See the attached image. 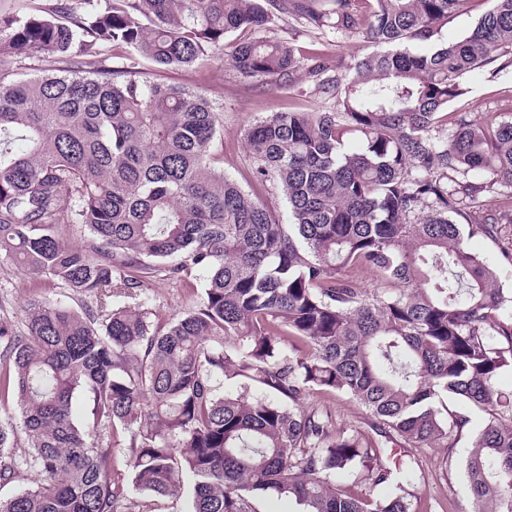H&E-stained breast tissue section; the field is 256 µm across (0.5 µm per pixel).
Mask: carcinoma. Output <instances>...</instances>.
<instances>
[{
  "instance_id": "cac0c4a2",
  "label": "carcinoma",
  "mask_w": 512,
  "mask_h": 512,
  "mask_svg": "<svg viewBox=\"0 0 512 512\" xmlns=\"http://www.w3.org/2000/svg\"><path fill=\"white\" fill-rule=\"evenodd\" d=\"M468 2L42 0L0 15V58L40 62L27 79L0 73V263L91 299L78 311L32 299L22 333L0 319V403L20 411L0 422V488L39 475L0 512H155L185 493L191 512H259L274 493L298 512H432L421 467L387 444L441 448L448 469L474 417L471 512H512V391L498 385L512 371V289L466 246L512 224V209L486 204L512 184V119L448 111L467 73L512 66V0H492L458 40L411 49ZM284 17L374 47L347 64L314 44L233 43L243 77L291 88L300 73L332 101L243 133L286 224L211 164L210 101L134 72L198 65ZM116 49L127 68L112 67ZM194 270L206 273L195 306L155 324L146 282ZM226 377L242 391H221ZM336 393L370 413L373 436L311 403ZM117 448L136 497L116 478Z\"/></svg>"
}]
</instances>
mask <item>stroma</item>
<instances>
[{
    "label": "stroma",
    "instance_id": "stroma-1",
    "mask_svg": "<svg viewBox=\"0 0 512 512\" xmlns=\"http://www.w3.org/2000/svg\"><path fill=\"white\" fill-rule=\"evenodd\" d=\"M272 33L296 45H305L313 40L323 41L333 54L348 62L372 49L371 44L358 36H344L332 30L310 32L285 21L278 22ZM138 78L150 84H174L205 93L222 122L216 139L219 167L246 190L257 191L277 214L286 215L287 208L280 196L270 188L255 187L252 182L251 160L242 133L265 113L289 108L318 110L325 107V100L311 95L302 81L293 88L281 89L263 81L243 79L222 56L201 68L144 67L140 69ZM465 84L468 92L459 106L470 112L472 117L478 119L490 112L506 119L512 117V66L497 74L489 68L473 71L467 75ZM468 245L497 266L503 287L512 288V264L504 258L505 252H512V224L501 225L496 238L475 237L469 239ZM203 282L204 275L200 272L193 273L185 280H171L162 276L151 279L147 283L146 293L151 299L153 313L167 319L189 310L200 296ZM34 298L75 308L82 304L80 298L72 296L56 281L34 276L8 262L0 264V316L10 318L15 327H22V308ZM414 454L426 473L418 491L435 504L436 512H467L469 504L460 466H453L450 477L446 478L442 475V456L438 450L418 448Z\"/></svg>",
    "mask_w": 512,
    "mask_h": 512
}]
</instances>
